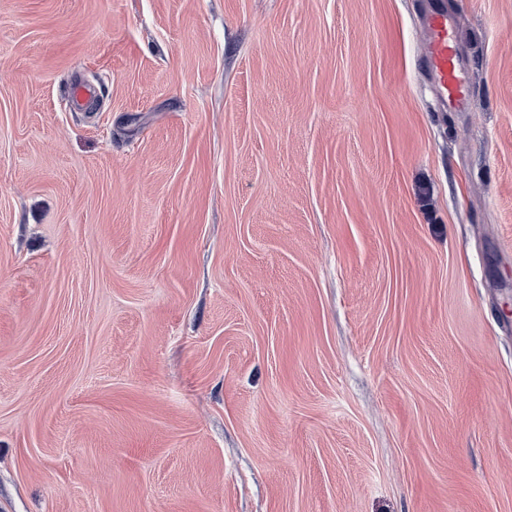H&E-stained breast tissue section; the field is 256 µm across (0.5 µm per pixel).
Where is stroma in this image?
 Returning <instances> with one entry per match:
<instances>
[{"mask_svg": "<svg viewBox=\"0 0 512 512\" xmlns=\"http://www.w3.org/2000/svg\"><path fill=\"white\" fill-rule=\"evenodd\" d=\"M443 7L460 112L430 0H0V512H512V0ZM427 38L423 46L422 62L430 75L437 96L443 106L460 105L468 100L464 76L459 68L453 26L442 10H434L426 17Z\"/></svg>", "mask_w": 512, "mask_h": 512, "instance_id": "stroma-1", "label": "stroma"}]
</instances>
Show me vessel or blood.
<instances>
[{
    "mask_svg": "<svg viewBox=\"0 0 512 512\" xmlns=\"http://www.w3.org/2000/svg\"><path fill=\"white\" fill-rule=\"evenodd\" d=\"M427 38L422 62L430 75L441 104H463L468 99L464 76L459 68L453 26L447 14L434 10L426 17Z\"/></svg>",
    "mask_w": 512,
    "mask_h": 512,
    "instance_id": "1",
    "label": "vessel or blood"
}]
</instances>
